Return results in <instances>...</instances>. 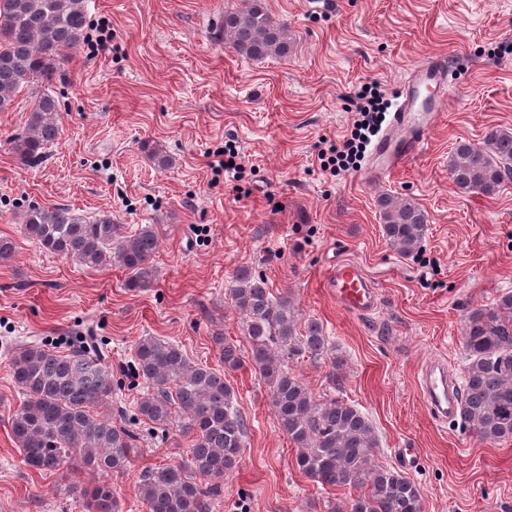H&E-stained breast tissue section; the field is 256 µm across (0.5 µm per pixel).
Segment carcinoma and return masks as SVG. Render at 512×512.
Instances as JSON below:
<instances>
[{
  "mask_svg": "<svg viewBox=\"0 0 512 512\" xmlns=\"http://www.w3.org/2000/svg\"><path fill=\"white\" fill-rule=\"evenodd\" d=\"M87 27L85 0H0V112L15 92L35 81L51 83L63 52L79 45ZM224 41L253 60L286 58L292 43L286 26L260 0L224 11ZM60 136L58 100L43 93L28 112L11 149L35 164ZM457 190L491 196L512 178V132L490 131L484 143H459L448 160ZM383 234L402 255L419 251L428 215L415 202L382 196ZM23 233L43 248L91 268L128 272L126 288L150 287L151 261L160 244L150 225L127 236L124 225L102 214L92 220L67 207L32 206L23 215ZM232 306L244 316L249 363L270 390L280 429L296 447L298 470L324 488L351 487L361 494L330 512H422V491L409 477L374 464L378 438L372 421L337 397L319 399L289 371L304 354L318 361L329 342L319 322L302 317L293 298L274 296L267 280L240 267L229 289ZM213 341L224 369L191 362L182 347L145 337L134 350L135 369L148 384L138 412L155 425L177 422L192 436L184 461L141 473L139 491L147 512H210L221 495L224 475L240 463L247 422L235 406L237 393L226 373L243 368L239 347L217 333ZM465 367L459 417L482 441L512 440V291L484 309L464 316ZM330 357V356H328ZM336 370L342 361L330 357ZM14 382L24 396L11 414V435L25 464L36 471H60L80 461L100 478L83 489L86 512H116L107 478L126 470L136 435L112 420V370L82 343L62 352L41 342L15 346Z\"/></svg>",
  "mask_w": 512,
  "mask_h": 512,
  "instance_id": "cac0c4a2",
  "label": "carcinoma"
}]
</instances>
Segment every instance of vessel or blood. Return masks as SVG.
Returning <instances> with one entry per match:
<instances>
[{"mask_svg":"<svg viewBox=\"0 0 512 512\" xmlns=\"http://www.w3.org/2000/svg\"><path fill=\"white\" fill-rule=\"evenodd\" d=\"M445 58L428 55L415 67L400 89L394 111L376 139L365 170V178L383 183L405 163L421 155L430 134L441 121V106L448 95ZM325 282L337 304L354 315H366L377 304V289L360 265L340 258L326 270ZM419 389L431 414L444 421L458 414L460 385L446 363L436 360L421 372Z\"/></svg>","mask_w":512,"mask_h":512,"instance_id":"1","label":"vessel or blood"}]
</instances>
